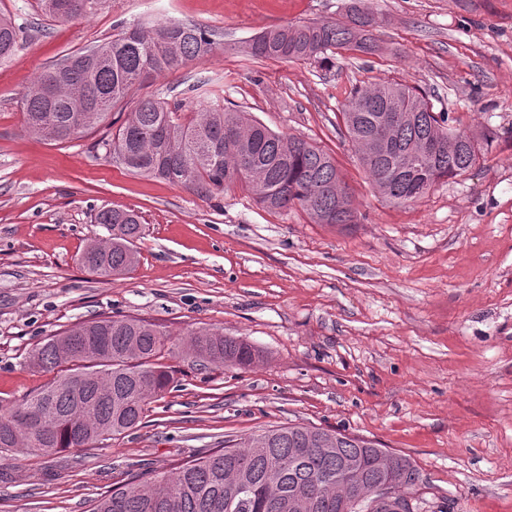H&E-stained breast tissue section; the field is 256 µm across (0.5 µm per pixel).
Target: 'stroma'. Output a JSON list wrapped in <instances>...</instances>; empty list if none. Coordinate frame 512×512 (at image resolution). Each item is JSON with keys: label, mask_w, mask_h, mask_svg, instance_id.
<instances>
[{"label": "stroma", "mask_w": 512, "mask_h": 512, "mask_svg": "<svg viewBox=\"0 0 512 512\" xmlns=\"http://www.w3.org/2000/svg\"><path fill=\"white\" fill-rule=\"evenodd\" d=\"M355 3L376 19L375 54L340 50L321 65L238 50L268 28L347 21ZM0 14L22 31L0 61V410L51 380L29 364L37 343L100 316L165 326L174 378L115 439L0 454V512H86L128 474L294 424L409 456L416 512H512V0H89L70 20L0 0ZM165 21L223 40L139 95L200 105L201 82L225 107L306 138L335 159L357 223L271 212L238 185L205 198L129 174L93 136L24 132L22 96L49 61ZM391 80L418 88L454 130L492 135L474 167L411 205L375 191L340 118L354 87ZM105 207L142 216L137 264L110 281L79 263L108 235L94 221ZM200 327L249 341L261 360L193 362L187 335Z\"/></svg>", "instance_id": "35a3bbf8"}]
</instances>
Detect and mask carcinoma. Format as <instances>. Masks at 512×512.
<instances>
[{
    "mask_svg": "<svg viewBox=\"0 0 512 512\" xmlns=\"http://www.w3.org/2000/svg\"><path fill=\"white\" fill-rule=\"evenodd\" d=\"M371 14L354 8L346 23L290 24L263 30L245 41L255 60H330L336 49L375 51L368 37ZM20 28L0 15V60L17 47ZM217 46L216 33L195 24L162 22L135 27L112 39L55 59L23 95V128L38 139L68 143L105 123L112 109L147 79L182 69ZM402 120L394 148L375 151L372 134L382 114ZM346 133L378 193L411 204L442 179L458 175L479 158L474 136L455 131L445 114L416 87L398 81L359 86L342 104ZM423 138L456 141L455 149L410 157ZM93 148L127 172L182 185L215 197L239 184L268 210L299 207L317 224H353L356 211L334 159L305 138L281 135L248 112L201 105L183 111L155 95L138 99L125 120ZM109 237L81 253L92 275L112 280L136 264L131 248L141 233L133 210L103 208L95 215ZM169 333L150 320L104 317L78 322L36 345L30 362L53 380L23 401L42 419V441L23 440L11 412H0V453L22 447L32 455L86 448L136 428L151 400L173 383L161 363ZM187 354L201 365L249 367L261 354L243 338L200 328L190 333ZM83 379L75 389L72 379ZM328 448V453H317ZM371 440L309 426H284L240 439L171 472H141L94 500L89 512H281L280 501L307 492L302 512H343L346 464L358 463L365 488L389 478L374 466Z\"/></svg>",
    "mask_w": 512,
    "mask_h": 512,
    "instance_id": "1",
    "label": "carcinoma"
}]
</instances>
